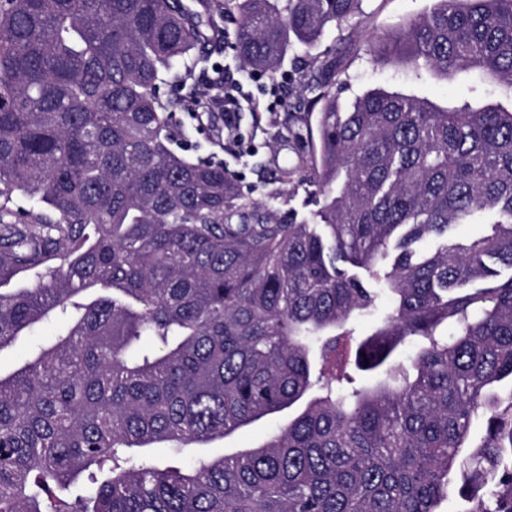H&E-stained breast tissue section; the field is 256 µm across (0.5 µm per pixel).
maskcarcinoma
Segmentation results:
<instances>
[{"label": "carcinoma", "instance_id": "1", "mask_svg": "<svg viewBox=\"0 0 512 512\" xmlns=\"http://www.w3.org/2000/svg\"><path fill=\"white\" fill-rule=\"evenodd\" d=\"M361 2L206 12L236 17L243 68L273 75ZM224 36L182 0H0V349L63 325L0 375V512H438L458 473L463 512H512V106L375 89L343 108L325 67L297 117L307 156L282 171L324 202L284 222L170 148L162 74ZM371 45L512 99V0H436ZM284 411L254 448L137 452Z\"/></svg>", "mask_w": 512, "mask_h": 512}]
</instances>
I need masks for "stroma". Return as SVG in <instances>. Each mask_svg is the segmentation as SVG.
Returning a JSON list of instances; mask_svg holds the SVG:
<instances>
[{
    "instance_id": "1",
    "label": "stroma",
    "mask_w": 512,
    "mask_h": 512,
    "mask_svg": "<svg viewBox=\"0 0 512 512\" xmlns=\"http://www.w3.org/2000/svg\"><path fill=\"white\" fill-rule=\"evenodd\" d=\"M435 0H363L361 12L348 22L331 26L328 34L312 49L289 50L281 68L271 76L247 74L226 41L210 43L204 62L192 67L178 66L164 77L163 98L188 101L202 89L197 78L220 70L224 78L240 81L253 97L252 103L237 106L232 115L222 112L193 115L180 108L172 114V125L182 135L175 144L178 152L195 159L223 164L227 175L240 191L278 214L296 212L309 217L317 205L313 187L300 177L281 180L279 169L294 164L297 154L306 152V131L289 126L287 113L300 112L312 79L322 64L336 66V94L348 105L372 89L417 96L444 106L463 99L468 81L444 80L429 71L414 70L402 63L371 54L366 41L374 34L396 29L407 19L428 14ZM232 118L237 143L225 148L222 130L225 118ZM58 329L45 323L23 333L9 346L0 349V373L9 374L30 356L35 344L43 343ZM287 415L262 420L240 429L228 438L184 453L186 461L220 455L263 442Z\"/></svg>"
}]
</instances>
